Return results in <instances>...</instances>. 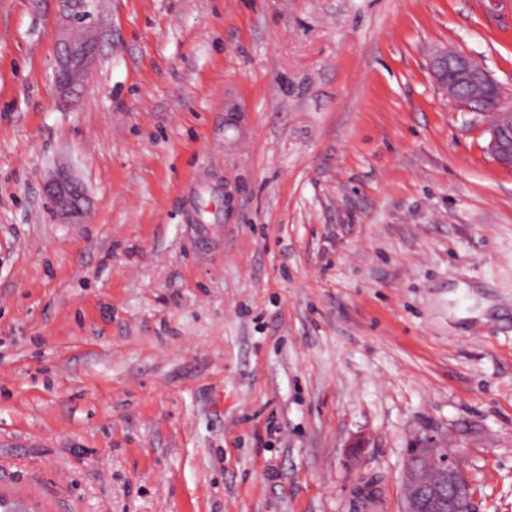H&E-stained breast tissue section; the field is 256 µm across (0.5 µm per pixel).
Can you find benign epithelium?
Returning <instances> with one entry per match:
<instances>
[{
  "label": "benign epithelium",
  "instance_id": "7a95c632",
  "mask_svg": "<svg viewBox=\"0 0 512 512\" xmlns=\"http://www.w3.org/2000/svg\"><path fill=\"white\" fill-rule=\"evenodd\" d=\"M70 11L68 25L57 46L54 81L59 96L76 99L82 94L79 76L93 64L97 42L92 27L81 23L87 16L86 0H63ZM437 83L451 102L464 97L462 90H483L487 109L492 111L489 149L501 166L512 168V108L501 102L499 86L475 59L445 50L433 60ZM45 197L61 219H73L82 211L83 193L70 178L62 175L48 183ZM462 448H443L421 454L412 449L407 463L406 490L402 512H471L475 488L460 464Z\"/></svg>",
  "mask_w": 512,
  "mask_h": 512
}]
</instances>
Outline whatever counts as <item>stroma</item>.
<instances>
[{"label": "stroma", "mask_w": 512, "mask_h": 512, "mask_svg": "<svg viewBox=\"0 0 512 512\" xmlns=\"http://www.w3.org/2000/svg\"><path fill=\"white\" fill-rule=\"evenodd\" d=\"M0 0V497L19 512H400L463 449L512 512V0ZM65 170L84 219L42 187ZM70 11L68 25L57 46L54 81L59 96L76 99L82 94L79 76L93 64L97 42L92 27L80 21L87 16L85 0H62ZM437 83L451 102H461L462 89L478 87L484 92L487 109L492 111L489 126V149L494 160L501 166L512 168V108L501 102L499 86L490 78L484 67L475 59L445 50L433 60Z\"/></svg>", "instance_id": "obj_1"}]
</instances>
